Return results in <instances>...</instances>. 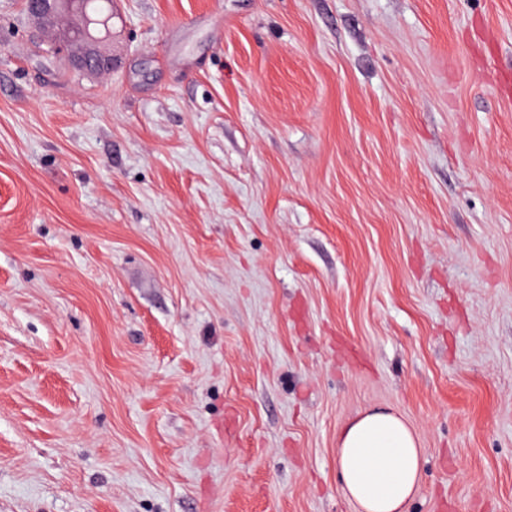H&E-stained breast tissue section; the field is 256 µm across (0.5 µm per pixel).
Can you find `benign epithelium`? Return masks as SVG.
<instances>
[{
  "mask_svg": "<svg viewBox=\"0 0 512 512\" xmlns=\"http://www.w3.org/2000/svg\"><path fill=\"white\" fill-rule=\"evenodd\" d=\"M24 8L40 27L54 32V53L70 68L88 74L112 68V24L90 17L85 0H24Z\"/></svg>",
  "mask_w": 512,
  "mask_h": 512,
  "instance_id": "1",
  "label": "benign epithelium"
}]
</instances>
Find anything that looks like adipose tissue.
<instances>
[{"label":"adipose tissue","instance_id":"adipose-tissue-1","mask_svg":"<svg viewBox=\"0 0 512 512\" xmlns=\"http://www.w3.org/2000/svg\"><path fill=\"white\" fill-rule=\"evenodd\" d=\"M423 450L406 421L370 409L345 423L336 445V468L358 512H405L422 475Z\"/></svg>","mask_w":512,"mask_h":512}]
</instances>
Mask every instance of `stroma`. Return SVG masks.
Masks as SVG:
<instances>
[{"label":"stroma","mask_w":512,"mask_h":512,"mask_svg":"<svg viewBox=\"0 0 512 512\" xmlns=\"http://www.w3.org/2000/svg\"><path fill=\"white\" fill-rule=\"evenodd\" d=\"M0 0V512H512V0ZM88 10L99 20L91 18ZM24 0V8L41 27L55 34L54 53L70 68L88 74L112 68L113 0ZM423 448L406 421L370 409L345 423L336 445V468L357 512H406L422 475Z\"/></svg>","instance_id":"stroma-1"}]
</instances>
